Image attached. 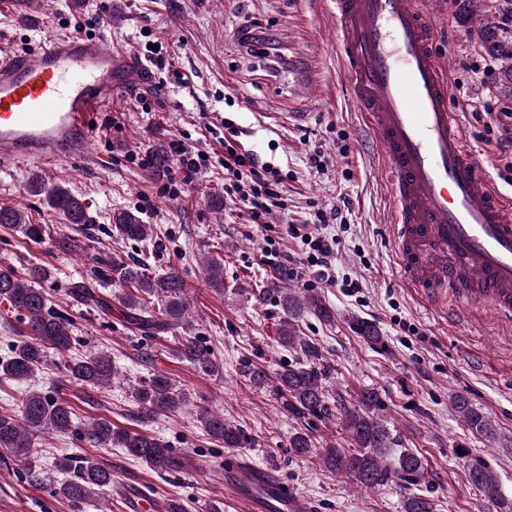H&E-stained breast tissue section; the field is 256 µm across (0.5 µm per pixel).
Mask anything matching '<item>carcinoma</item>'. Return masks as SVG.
<instances>
[{"instance_id": "1", "label": "carcinoma", "mask_w": 512, "mask_h": 512, "mask_svg": "<svg viewBox=\"0 0 512 512\" xmlns=\"http://www.w3.org/2000/svg\"><path fill=\"white\" fill-rule=\"evenodd\" d=\"M482 43L493 57L512 62V43L500 41L491 29L482 32ZM31 190L44 196L47 204L61 214L66 223H89L85 201L67 188L59 184L48 186L35 179L31 182ZM110 221L112 231L121 239L146 243L153 238L151 225L143 223L131 211H115ZM0 225L16 228L33 240L42 239L46 233L45 225L26 223L25 215L11 206H0ZM111 271L112 282L125 288L118 299L130 324L143 329L164 326L182 329L184 336L177 342V354L204 375L219 371L211 349L199 337L191 335L193 324L189 319L184 283L177 269L156 273L145 261L132 264L114 261ZM206 271L212 287L224 289V265L212 260L206 264ZM50 278V269L41 264L29 265L21 272L10 266H0V300L8 302L9 307L20 314L22 323L8 345V353L0 357V377L17 383L33 381L41 372L47 350L53 349L62 356L69 355L62 372L64 381L100 388L111 386L115 372L110 355H70L73 350V319L52 306L50 296L43 288V283ZM280 304L283 317L278 328L279 342L299 352L301 357L282 367L273 381L259 365H247L244 375L258 388L273 383V394L288 413L302 417H326L331 412L330 393L325 382L328 366L323 362L318 345L298 335L296 323L307 309L324 318L331 317V312L319 299L302 298L289 289L281 292ZM134 398L142 418L166 415L190 404L186 390L159 374L135 389ZM379 402V393L368 389L359 397L357 408L339 403L349 447L328 448L322 456L329 472L350 475L365 488L380 485L392 477L412 482L423 476L425 468L422 457L407 450L400 453L393 468L381 467L380 460L392 444V438L389 431L369 415L370 407ZM452 408L471 430L482 435L491 432L492 424L488 417L474 408L466 396H455ZM73 416L74 409L68 400L29 387L25 390L19 417L0 415V449L29 460L38 453L37 434H67L72 430ZM196 417L212 440L226 448L243 445L245 435L224 420V415L200 407ZM87 439L99 447L122 448L161 471H175L181 466L173 450L161 440L137 431L117 430L106 419H99L91 425ZM290 447L298 455H308L314 445L308 436L297 433L291 438ZM55 467L67 475V479L54 490V494L67 501L73 510L80 508L81 503L96 495L98 490L112 485V472L88 456L65 454L56 459ZM469 481L485 497L498 499L499 485L487 466L481 463L472 465ZM403 512H433V504L427 497L413 493L405 499Z\"/></svg>"}]
</instances>
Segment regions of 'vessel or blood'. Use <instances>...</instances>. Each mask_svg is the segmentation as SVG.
<instances>
[{
	"label": "vessel or blood",
	"mask_w": 512,
	"mask_h": 512,
	"mask_svg": "<svg viewBox=\"0 0 512 512\" xmlns=\"http://www.w3.org/2000/svg\"><path fill=\"white\" fill-rule=\"evenodd\" d=\"M330 3L341 75L382 148L406 285L466 307L489 300L512 322V193L496 187L450 105L433 18L421 0ZM279 67L295 91L308 90L312 71L303 57L283 56ZM121 68L131 83L150 79L139 62L113 51L105 33L47 34L37 47L0 55V165L84 159ZM224 487L248 512H310L271 470L246 459L226 466ZM126 501L129 512H171L169 500L145 492Z\"/></svg>",
	"instance_id": "vessel-or-blood-1"
}]
</instances>
